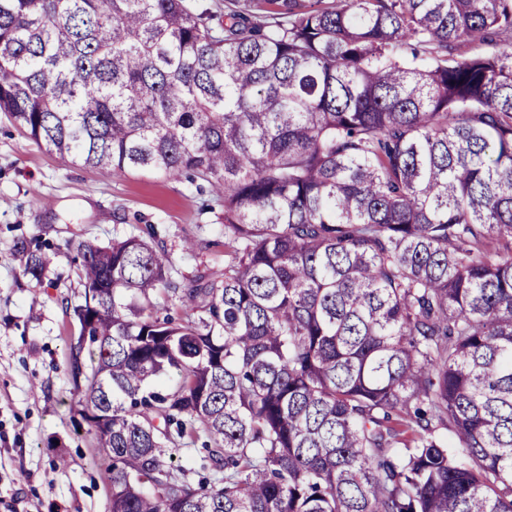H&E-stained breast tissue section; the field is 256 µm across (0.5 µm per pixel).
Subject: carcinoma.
I'll return each instance as SVG.
<instances>
[{"label": "carcinoma", "mask_w": 512, "mask_h": 512, "mask_svg": "<svg viewBox=\"0 0 512 512\" xmlns=\"http://www.w3.org/2000/svg\"><path fill=\"white\" fill-rule=\"evenodd\" d=\"M0 112L224 202L77 244L107 512H512V0H0Z\"/></svg>", "instance_id": "cac0c4a2"}]
</instances>
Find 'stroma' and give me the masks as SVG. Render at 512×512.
<instances>
[{"mask_svg": "<svg viewBox=\"0 0 512 512\" xmlns=\"http://www.w3.org/2000/svg\"><path fill=\"white\" fill-rule=\"evenodd\" d=\"M157 228L186 276L224 268V208L211 190L160 173L113 177L38 148L0 114V512H105L107 460L74 403L67 300L82 290L76 246ZM196 238L194 250L182 248ZM41 245L42 280L19 241Z\"/></svg>", "mask_w": 512, "mask_h": 512, "instance_id": "stroma-1", "label": "stroma"}]
</instances>
